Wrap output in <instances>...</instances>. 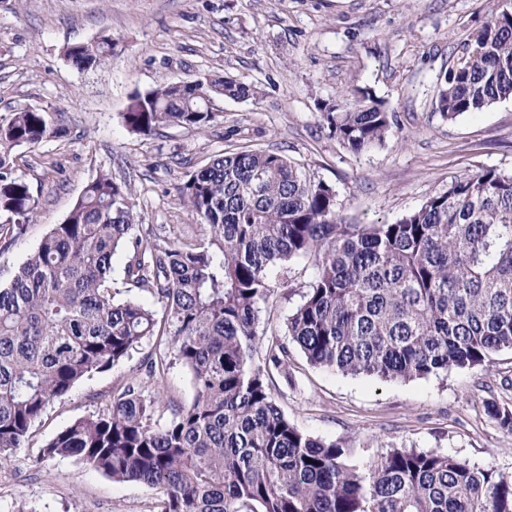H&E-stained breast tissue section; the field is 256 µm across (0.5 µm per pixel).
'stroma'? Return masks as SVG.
<instances>
[{
	"label": "stroma",
	"instance_id": "1",
	"mask_svg": "<svg viewBox=\"0 0 512 512\" xmlns=\"http://www.w3.org/2000/svg\"><path fill=\"white\" fill-rule=\"evenodd\" d=\"M503 0H0V120L23 108L50 113L65 132L15 149L14 174L36 214L0 254V282L61 223L84 187L108 173L127 185L139 222L159 240L205 242L208 229L179 188L212 155L247 147L280 152L336 193L348 224L394 223L452 177L486 168L512 173V98L455 121L436 110L438 77ZM111 35L103 66L68 65V44ZM229 76L255 98H214L206 135L166 126L129 132V95L170 82ZM368 90L395 115L385 143L356 153L340 143L322 105ZM313 272L307 260L272 270L275 292L260 314L267 335L286 319ZM158 338L86 377L55 402L10 461L0 464V512H151L159 489L115 482L76 457L41 450L75 420L106 409L113 388L141 375ZM278 404L299 429L345 446L367 463L391 448L439 449L512 473V432L487 405H512V350L486 368L414 381H381L308 364L294 353L277 381Z\"/></svg>",
	"mask_w": 512,
	"mask_h": 512
}]
</instances>
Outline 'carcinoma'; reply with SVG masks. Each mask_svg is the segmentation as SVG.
<instances>
[{
	"label": "carcinoma",
	"instance_id": "carcinoma-1",
	"mask_svg": "<svg viewBox=\"0 0 512 512\" xmlns=\"http://www.w3.org/2000/svg\"><path fill=\"white\" fill-rule=\"evenodd\" d=\"M115 47L102 35L67 46L64 57L88 71ZM461 57L438 84L436 111L448 121L512 97V8L476 30ZM206 92L254 95L223 77ZM121 117L144 135L163 126L203 134L217 113L175 82L134 91ZM324 118L355 153L382 145L395 126L366 95L325 104ZM62 133L38 108L0 122V213L33 218L12 151ZM180 193L207 225L206 242H157L139 228L127 187L101 173L0 285V464L80 380L167 336L145 377L117 385L107 410L75 420L41 454L75 456L115 481L161 489L154 512H512V475L440 450L392 448L363 468L350 464L341 444L288 420L275 381L288 376L296 347L313 367L385 381L487 366L512 349V173L454 177L448 191L391 224L342 223L332 187L270 150L217 154ZM23 232L1 224L0 253ZM122 247L123 287L149 293L161 311L116 299L113 256ZM294 259L312 262L311 279L286 337L265 338L270 270ZM173 359L196 395L161 423L160 388L149 384ZM488 413L512 431V409L491 403Z\"/></svg>",
	"mask_w": 512,
	"mask_h": 512
}]
</instances>
